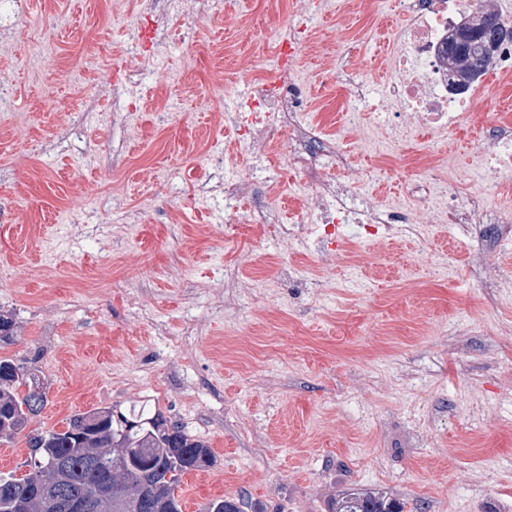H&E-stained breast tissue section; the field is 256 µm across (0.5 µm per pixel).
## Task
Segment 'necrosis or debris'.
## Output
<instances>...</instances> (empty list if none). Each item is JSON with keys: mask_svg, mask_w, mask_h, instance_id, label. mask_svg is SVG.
Here are the masks:
<instances>
[{"mask_svg": "<svg viewBox=\"0 0 512 512\" xmlns=\"http://www.w3.org/2000/svg\"><path fill=\"white\" fill-rule=\"evenodd\" d=\"M475 0H397L398 11L408 25L392 56L396 80L390 89L391 105L399 119L396 131L423 127L438 133L455 130L477 105L476 89L453 95L448 91V69L441 51L449 32ZM280 58L269 81L258 83L248 109L236 113L240 147L254 158L266 155L272 125L287 128L293 149L290 169L302 173L303 200L298 221L273 224L257 210L242 209L240 202L252 194L257 170L224 182L227 223L239 221L259 225L271 234L285 252L313 247L322 266L341 257L348 227L362 239L395 238L408 233L423 235L418 214L432 215L435 222L467 227L484 225L489 241L512 239V208L492 203L482 193L463 192L450 186L433 166H425L412 187L417 209L388 207L364 191L365 183L387 177L386 169L364 172L335 146L311 151L309 142L317 135L304 121L305 102L292 77L290 47L279 49ZM479 153L484 163L474 179L512 172V125L496 123L482 139Z\"/></svg>", "mask_w": 512, "mask_h": 512, "instance_id": "obj_1", "label": "necrosis or debris"}]
</instances>
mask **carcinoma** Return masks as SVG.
<instances>
[{"mask_svg":"<svg viewBox=\"0 0 512 512\" xmlns=\"http://www.w3.org/2000/svg\"><path fill=\"white\" fill-rule=\"evenodd\" d=\"M451 79L472 83L494 66L481 40L444 53ZM44 383L35 367L0 357V441L26 433L25 474L0 473V512H57L52 498L66 486L92 497L90 512H181V476L214 464L209 446L162 412L115 406L72 415L61 430L26 432L29 400ZM262 512L245 494L208 502L203 512ZM330 512H404V503L354 489Z\"/></svg>","mask_w":512,"mask_h":512,"instance_id":"1","label":"carcinoma"}]
</instances>
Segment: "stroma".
<instances>
[{
    "instance_id": "1",
    "label": "stroma",
    "mask_w": 512,
    "mask_h": 512,
    "mask_svg": "<svg viewBox=\"0 0 512 512\" xmlns=\"http://www.w3.org/2000/svg\"><path fill=\"white\" fill-rule=\"evenodd\" d=\"M290 64L307 123L350 150L383 203L405 196L426 154L464 187L488 124L512 123V75L481 91L463 128L404 137L393 155L381 121L401 22L394 0H319ZM194 17L158 32L154 72L130 71L143 19ZM0 83V309L15 321L0 356L37 367L46 403L32 426L149 403L203 439L214 465L183 474V512L247 493L262 512H328L354 489L405 512H512V302L478 286L467 256L482 227H432L427 245L354 240L370 266L321 268L308 287L274 279L284 256L254 225L224 221L223 179L252 166L226 115L269 74L268 40L302 20L295 0H21ZM54 18L42 31L44 18ZM42 55L41 69L29 65ZM352 59L371 89L349 98L333 78ZM87 68L93 85L72 74ZM131 83L98 98L95 86ZM363 112L361 130L343 124ZM286 130L270 132L271 179L252 198L294 223ZM448 256L432 275L415 256ZM334 286L321 292L317 283Z\"/></svg>"
}]
</instances>
